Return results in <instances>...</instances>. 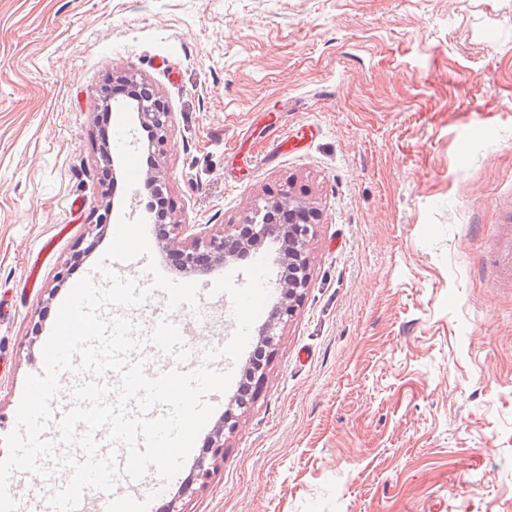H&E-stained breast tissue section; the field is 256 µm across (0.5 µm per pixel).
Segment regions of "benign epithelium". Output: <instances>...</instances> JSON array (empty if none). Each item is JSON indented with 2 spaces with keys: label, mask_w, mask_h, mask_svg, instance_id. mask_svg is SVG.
<instances>
[{
  "label": "benign epithelium",
  "mask_w": 512,
  "mask_h": 512,
  "mask_svg": "<svg viewBox=\"0 0 512 512\" xmlns=\"http://www.w3.org/2000/svg\"><path fill=\"white\" fill-rule=\"evenodd\" d=\"M143 126L155 131L156 143L162 144L167 132L171 113L161 109L160 103L143 105L137 111ZM143 188L148 192H163L166 184L156 169L147 171L143 177ZM267 208L288 213V240L290 245L284 254V263L291 269V276L278 283L280 308L278 315L291 317L302 300L309 283V263L306 247L314 224L319 220V212L311 202L284 194ZM259 214L246 213L236 224H226L221 232L210 234L207 231L192 232L190 224H170L156 220L159 242L174 254L180 267L187 272L199 273L212 263H228L255 246V242L281 234L282 225L264 224L258 220ZM237 420L233 409L224 412V418L214 430L209 452L212 458L224 456V434L233 432Z\"/></svg>",
  "instance_id": "obj_1"
}]
</instances>
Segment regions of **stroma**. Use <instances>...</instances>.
Wrapping results in <instances>:
<instances>
[{
  "instance_id": "stroma-1",
  "label": "stroma",
  "mask_w": 512,
  "mask_h": 512,
  "mask_svg": "<svg viewBox=\"0 0 512 512\" xmlns=\"http://www.w3.org/2000/svg\"><path fill=\"white\" fill-rule=\"evenodd\" d=\"M171 114L172 217L219 232L285 190L315 202L310 280L210 476L177 512H512V0H0V460L57 308L126 190L116 79ZM287 133L270 153L271 131ZM106 227H98L100 215ZM227 294L179 307L223 347Z\"/></svg>"
}]
</instances>
